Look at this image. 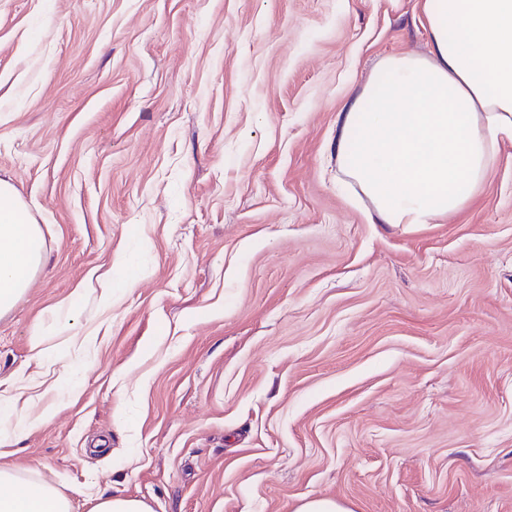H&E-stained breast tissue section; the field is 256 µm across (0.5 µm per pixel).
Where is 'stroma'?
I'll list each match as a JSON object with an SVG mask.
<instances>
[{"label": "stroma", "instance_id": "obj_1", "mask_svg": "<svg viewBox=\"0 0 512 512\" xmlns=\"http://www.w3.org/2000/svg\"><path fill=\"white\" fill-rule=\"evenodd\" d=\"M417 2L0 0V179L46 252L0 465L73 512H512V142L437 224L367 223L336 167ZM94 512H152L150 506L142 499L101 495L97 499ZM296 512H348L336 500L321 496L303 499Z\"/></svg>", "mask_w": 512, "mask_h": 512}]
</instances>
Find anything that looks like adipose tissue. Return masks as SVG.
Instances as JSON below:
<instances>
[{"mask_svg":"<svg viewBox=\"0 0 512 512\" xmlns=\"http://www.w3.org/2000/svg\"><path fill=\"white\" fill-rule=\"evenodd\" d=\"M428 54L382 58L338 114L336 165L371 224H434L462 211L512 141V0H420ZM44 260L43 236L0 180V314ZM0 512H72L69 496L0 466Z\"/></svg>","mask_w":512,"mask_h":512,"instance_id":"1","label":"adipose tissue"}]
</instances>
